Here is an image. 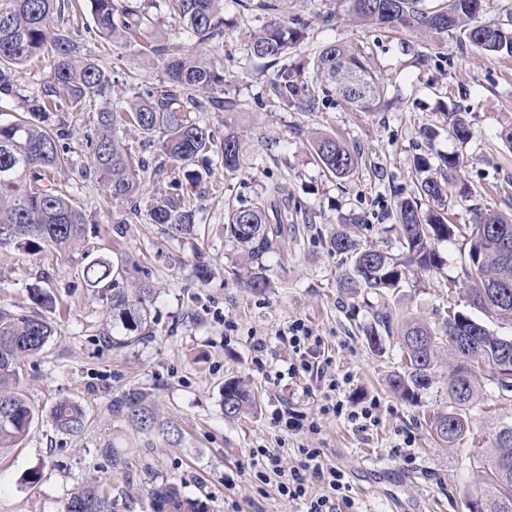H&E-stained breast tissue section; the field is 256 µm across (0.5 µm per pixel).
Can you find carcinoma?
<instances>
[{
  "instance_id": "cac0c4a2",
  "label": "carcinoma",
  "mask_w": 512,
  "mask_h": 512,
  "mask_svg": "<svg viewBox=\"0 0 512 512\" xmlns=\"http://www.w3.org/2000/svg\"><path fill=\"white\" fill-rule=\"evenodd\" d=\"M98 32L108 39L134 41L151 22L148 7L132 0H89ZM179 33L196 44H209L224 37V0H169ZM351 16L362 23L398 26L415 31L457 32L479 50L512 56V28L479 20L481 0H448L441 11L418 7L419 0H347ZM61 13L58 0H0V102H17L12 118H0V248L15 246L31 252L52 247L65 252L80 241L86 209L76 195L57 182L56 175L68 166L61 140L67 137L61 112H82L99 105L97 129L90 165L84 176L94 175L114 200L128 201L140 189V180L128 149L114 135L116 123L126 118L151 139L162 135L164 162L176 169L221 148V163L227 171L240 162L239 138L228 134L216 143L205 126L184 115V95L189 91L211 94L224 90V70L210 62L182 54L169 55L167 82L157 93L130 100L121 113L112 104V72L99 63L74 54V44L55 24ZM302 37L299 30L272 19L248 43V54L278 63L288 47ZM43 51L51 54V81L42 96H19L14 89L13 68ZM321 91L308 87L304 73L283 65L268 84L269 93L282 105L313 112L331 96L355 112H378L385 105L384 88L367 60L343 43L320 48L314 61ZM361 79L362 88L347 81ZM448 119L455 137L466 141L470 128L460 112ZM313 149L320 165L335 177H349L358 167L360 152L343 139L324 134L316 137ZM443 168L420 182L417 194L396 204L400 253L373 246L363 247L355 238L352 219L329 240V250L350 259L340 287L349 292L383 294L398 290L414 270L431 272L445 264L438 245L455 234L448 223L443 202L448 187L457 181L459 158L442 159ZM150 218L177 232L193 231L192 215L181 210L168 196L155 199ZM282 215H271L262 203L231 210L224 230L237 243L250 264L248 284L254 291L268 288L265 259L280 231ZM466 280L467 298L475 308L512 323V216L496 211L473 212L468 225ZM127 259L120 265L96 258L81 269L84 281L95 287L111 279L112 314L125 331L112 339V347L123 348L152 335L149 305L153 289L146 283L134 293L119 285L126 273ZM32 312L17 314L0 309V450L13 448L28 434L35 415L19 391L18 361L38 354L54 334L52 321L42 313L50 298L37 290L32 294ZM397 335L403 355L402 371L389 379L391 389L410 404L419 402L437 377L438 359L448 353V409L429 420L430 430L443 448H453L470 433V406L479 395L476 379L488 372L503 391L512 388L503 376H512V338L495 335L482 322L455 312L430 324L411 320L396 326L388 313H374V326L367 333L369 346L381 338ZM224 418L236 419L253 408L250 391L240 381L224 384ZM112 413L139 432L170 445L181 443L182 435L170 421L160 419L147 396L129 389L112 400ZM55 429L78 434L85 413L74 401L57 402L49 412ZM477 483L464 492L468 512H512V424H502L492 448L480 457ZM153 512H208L206 503L183 497L178 489L163 483L150 491ZM66 512H112V502L97 487L87 486L74 494Z\"/></svg>"
}]
</instances>
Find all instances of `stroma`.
Segmentation results:
<instances>
[{
    "label": "stroma",
    "mask_w": 512,
    "mask_h": 512,
    "mask_svg": "<svg viewBox=\"0 0 512 512\" xmlns=\"http://www.w3.org/2000/svg\"><path fill=\"white\" fill-rule=\"evenodd\" d=\"M63 3L60 24L78 53L113 67L114 102L164 80L165 60L151 46L223 65V105L203 112L191 107L187 117L205 123L216 138L238 136L242 158L237 171L216 161L202 182H182L181 207L193 213L194 232L181 235L152 223L148 214L158 186L175 177L163 168L159 145L144 146L136 128L119 123L134 165L163 172L155 181L143 178L134 201L113 202L96 179L79 175L90 160L93 116L70 113L71 162L60 178L86 208L85 250L0 249V307L31 311L32 290H47L56 327L43 350L19 365L21 390L38 417L20 445L0 453V512H63L73 494L90 485L109 497L114 512H151L148 491L162 482L205 501L209 512H304V502L284 499L275 484L256 479L250 455L254 448L275 449L292 466L303 447L320 449L345 471L354 505L342 512H467L463 492L476 479L471 448L488 447L498 426L512 423V397H500L490 376H483L482 398L471 410L474 442L437 447L428 421L448 404L447 377L410 405L388 386L401 366L397 340L384 339L374 350L366 338L377 309L402 323L469 311L464 235L439 244L446 260L441 270L410 272L399 291L382 295L340 288L349 262L329 251L328 239L344 219L357 218L361 245L398 252L395 204L416 193L424 177L415 166L421 155L435 167L448 155L460 159L458 175L472 194L463 200L449 192V223L470 224L477 208L512 214V148L500 138L512 125V56L489 57L445 34L356 23L346 0H280L273 14L260 9L259 0L232 2L224 9L223 40L206 48L176 35L164 0L151 8L153 23L140 41L118 44L99 36L87 0ZM273 17L304 34L289 48L287 63L312 75L316 51L344 43L377 71L389 108L354 112L333 100L300 112L269 97L275 69L266 60L247 59L245 42ZM454 110L466 114L468 142L457 140L448 124ZM318 133L360 146L362 160L350 178L336 179L314 160L311 142ZM281 196L288 199V221L267 257L271 285L255 293L238 277L242 257L224 235L225 217ZM122 256L129 260L124 287L146 282L154 289L153 334L116 349L112 340L123 329L112 315V290L104 283L88 287L79 270L94 258ZM296 320L324 337L326 356L345 377L339 393L345 406L379 401L377 428L361 432L345 416L320 415L317 389L302 391L289 378L288 351L277 334ZM259 338L276 348V358L258 360L253 344ZM234 379L250 384L256 407L228 420L222 391ZM133 388L182 430L181 444H163L113 416V397ZM289 396L317 417V433L275 426L271 414ZM62 399L82 404V432L57 431L48 420Z\"/></svg>",
    "instance_id": "stroma-1"
}]
</instances>
